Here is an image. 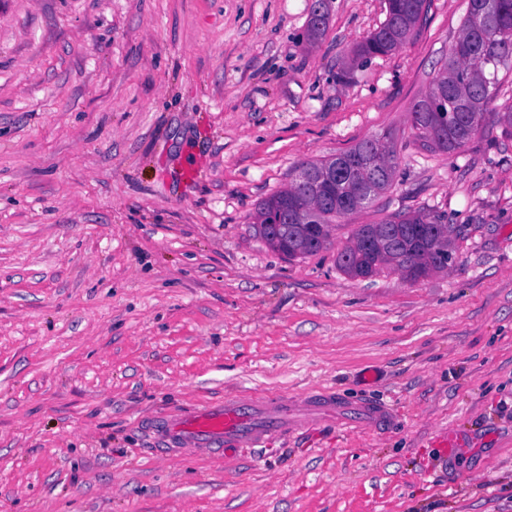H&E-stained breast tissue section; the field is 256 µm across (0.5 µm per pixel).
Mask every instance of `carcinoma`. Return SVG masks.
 <instances>
[{"label":"carcinoma","mask_w":512,"mask_h":512,"mask_svg":"<svg viewBox=\"0 0 512 512\" xmlns=\"http://www.w3.org/2000/svg\"><path fill=\"white\" fill-rule=\"evenodd\" d=\"M320 14L307 22L308 41L313 43L327 30L328 0H318ZM424 0H387V15L382 26L371 33L354 51V59L386 55L400 48L411 36L420 20ZM512 60V0H468L465 19L442 70L433 79L426 96L412 109V124L420 138L433 142L448 153L464 147L480 130V120L495 102L492 89L497 84L498 68ZM448 113V140H440L439 114ZM372 141L363 140L335 159L311 161L302 165L318 171L325 165L347 160L352 166L336 179L333 193L336 211H327L322 220L331 224L337 218L363 209L392 186L396 152L389 142L370 153ZM295 202H313L312 189L293 183L262 201L255 220L268 225L260 232L266 244L290 258L315 255L319 249L311 243L318 232L316 224H281L283 210ZM387 229L394 248L382 256L367 248L345 259L356 242L370 239ZM451 229L443 217L413 212L379 224H362L349 244L337 255V265L353 278H368L384 268L414 279L446 269L439 257L440 240L448 239Z\"/></svg>","instance_id":"1"}]
</instances>
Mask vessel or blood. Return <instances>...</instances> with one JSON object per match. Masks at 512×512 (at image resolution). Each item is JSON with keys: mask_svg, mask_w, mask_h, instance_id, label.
<instances>
[{"mask_svg": "<svg viewBox=\"0 0 512 512\" xmlns=\"http://www.w3.org/2000/svg\"><path fill=\"white\" fill-rule=\"evenodd\" d=\"M345 409L343 399L330 389L296 402L241 397L167 418L159 432L167 444V454L180 455L187 450L214 454L241 445L253 448L272 435H293L312 424L316 414L324 411L345 413ZM390 418L387 408L363 403L357 414L346 415L344 424L347 430L353 431L383 426Z\"/></svg>", "mask_w": 512, "mask_h": 512, "instance_id": "vessel-or-blood-1", "label": "vessel or blood"}]
</instances>
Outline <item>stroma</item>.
I'll use <instances>...</instances> for the list:
<instances>
[{"label": "stroma", "mask_w": 512, "mask_h": 512, "mask_svg": "<svg viewBox=\"0 0 512 512\" xmlns=\"http://www.w3.org/2000/svg\"><path fill=\"white\" fill-rule=\"evenodd\" d=\"M387 0H0V512H512V64L448 153L411 123L468 0L353 60ZM390 137L393 184L287 258L259 204ZM444 215L447 269L353 279L363 224ZM332 387L390 408L170 458L163 417ZM453 430L455 463L437 437ZM391 418L390 412L385 407H374L369 404L361 403L357 415H350L343 418V422L348 431L368 428L381 427Z\"/></svg>", "instance_id": "35a3bbf8"}]
</instances>
